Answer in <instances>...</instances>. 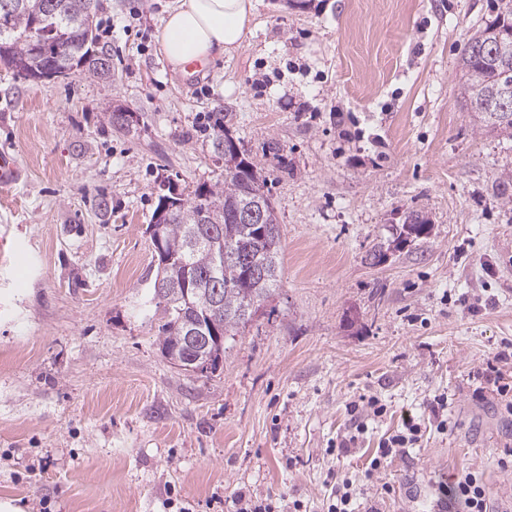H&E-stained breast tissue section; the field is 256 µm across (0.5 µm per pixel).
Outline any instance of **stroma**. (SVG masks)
Returning a JSON list of instances; mask_svg holds the SVG:
<instances>
[{"mask_svg":"<svg viewBox=\"0 0 512 512\" xmlns=\"http://www.w3.org/2000/svg\"><path fill=\"white\" fill-rule=\"evenodd\" d=\"M171 4L98 0L111 78L0 65V150L19 165L0 185V501L232 512L245 491L327 512L409 414L422 437L363 512H402L423 476L442 501L465 469L512 512V413L484 375L512 340V138L479 130L456 77L490 0H256L249 41L194 72L161 51ZM119 107L133 117L110 125ZM217 122L267 178L282 283L201 377L162 356V309L141 313L146 227L167 182L223 181ZM411 210L431 234L371 264ZM364 395L387 412L338 452Z\"/></svg>","mask_w":512,"mask_h":512,"instance_id":"1","label":"stroma"}]
</instances>
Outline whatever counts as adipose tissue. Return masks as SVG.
I'll return each mask as SVG.
<instances>
[{"label": "adipose tissue", "instance_id": "adipose-tissue-1", "mask_svg": "<svg viewBox=\"0 0 512 512\" xmlns=\"http://www.w3.org/2000/svg\"><path fill=\"white\" fill-rule=\"evenodd\" d=\"M254 10V0H176L159 35L169 65H208L238 50L251 33Z\"/></svg>", "mask_w": 512, "mask_h": 512}]
</instances>
